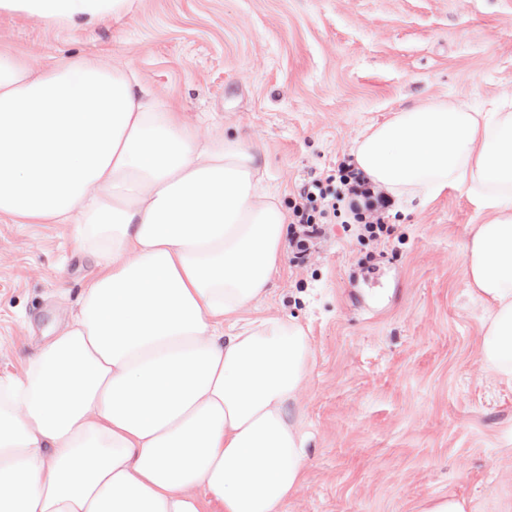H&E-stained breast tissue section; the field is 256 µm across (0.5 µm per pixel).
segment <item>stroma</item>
I'll return each mask as SVG.
<instances>
[{
  "mask_svg": "<svg viewBox=\"0 0 512 512\" xmlns=\"http://www.w3.org/2000/svg\"><path fill=\"white\" fill-rule=\"evenodd\" d=\"M0 51L36 69L107 57L188 121L223 114L291 203L335 174L365 122L435 97L512 101V0H134L77 30L1 17ZM488 216L451 190L389 216L382 242L332 224L245 311L295 316L314 341V439L284 512H419L437 495L512 512V386L479 361L463 257ZM91 273L70 225L0 221V374L20 372Z\"/></svg>",
  "mask_w": 512,
  "mask_h": 512,
  "instance_id": "stroma-1",
  "label": "stroma"
}]
</instances>
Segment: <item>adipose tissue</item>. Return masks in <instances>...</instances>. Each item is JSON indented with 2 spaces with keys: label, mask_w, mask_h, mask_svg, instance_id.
Returning a JSON list of instances; mask_svg holds the SVG:
<instances>
[{
  "label": "adipose tissue",
  "mask_w": 512,
  "mask_h": 512,
  "mask_svg": "<svg viewBox=\"0 0 512 512\" xmlns=\"http://www.w3.org/2000/svg\"><path fill=\"white\" fill-rule=\"evenodd\" d=\"M134 0H0L75 29ZM126 66L0 52V220L68 224L94 266L69 318L0 375V512H284L313 438V339L245 319L290 214L256 148L185 120ZM350 162L402 209L453 189L490 211L463 254L480 361L512 383V105L438 97L365 124Z\"/></svg>",
  "instance_id": "1"
}]
</instances>
